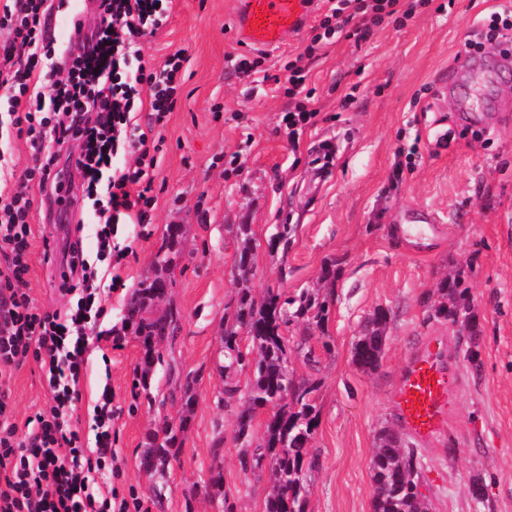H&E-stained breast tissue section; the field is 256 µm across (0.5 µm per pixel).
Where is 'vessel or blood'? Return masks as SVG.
Masks as SVG:
<instances>
[{
    "label": "vessel or blood",
    "mask_w": 512,
    "mask_h": 512,
    "mask_svg": "<svg viewBox=\"0 0 512 512\" xmlns=\"http://www.w3.org/2000/svg\"><path fill=\"white\" fill-rule=\"evenodd\" d=\"M307 0H246L242 36L253 45L282 42L301 25ZM446 344L436 336L422 341L399 375L393 409L417 443H430L448 421V392L457 378L446 359Z\"/></svg>",
    "instance_id": "obj_1"
}]
</instances>
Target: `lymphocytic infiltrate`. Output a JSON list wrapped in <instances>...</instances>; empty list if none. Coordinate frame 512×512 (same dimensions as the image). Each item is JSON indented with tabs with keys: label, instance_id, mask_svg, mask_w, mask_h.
I'll use <instances>...</instances> for the list:
<instances>
[{
	"label": "lymphocytic infiltrate",
	"instance_id": "obj_1",
	"mask_svg": "<svg viewBox=\"0 0 512 512\" xmlns=\"http://www.w3.org/2000/svg\"><path fill=\"white\" fill-rule=\"evenodd\" d=\"M327 11L301 56L288 62L284 94L288 108L278 127L291 146L319 115L306 92L314 57L340 32L361 41L374 28L402 26L414 15L410 0H325ZM170 0H100L99 25L84 34L85 48L59 56L48 20L59 0H11L0 8V87L8 93L12 132L32 149L20 186L0 198V377L26 359L39 364L49 404L13 420L8 391L0 390V512H141L116 490L94 491L97 473L111 468L112 391L103 387L88 428L70 411L80 395L87 364L88 332L104 312L105 294L122 288L120 275L102 285L98 263L124 260L129 249L114 244L122 224L151 223L157 198L152 170L163 142L158 128L173 112L187 57L178 51L163 64L145 62L142 38L161 26ZM147 112L138 121L137 112ZM77 143L76 156L61 147ZM79 176L91 200L98 249L88 258L80 241L63 249L60 293L77 295L65 311L39 308L27 285L32 233L31 187L46 198L63 192Z\"/></svg>",
	"mask_w": 512,
	"mask_h": 512
}]
</instances>
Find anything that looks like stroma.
<instances>
[{"label":"stroma","instance_id":"obj_1","mask_svg":"<svg viewBox=\"0 0 512 512\" xmlns=\"http://www.w3.org/2000/svg\"><path fill=\"white\" fill-rule=\"evenodd\" d=\"M512 0H427L400 27L374 29L354 42L337 34L308 62L309 86L321 109L299 146L276 132L287 99L275 84L248 89L230 58L240 45V15L231 0H173L169 17L142 43L145 61L189 58L154 171L152 223L120 227L133 249L119 270L125 281L104 303L89 339V361L73 417L87 423L103 385L112 387V447L117 475L97 477L118 494L136 491L147 512H263L270 469L245 464L236 445L235 405H224V317L238 299L240 241L232 225H251L257 239L250 286L298 292L315 287L335 264L323 328L287 327L297 377L318 385L317 426L309 442L318 462L309 476L308 512H372L370 457L378 432L400 429L391 404L399 371L423 336L448 339L458 371L445 430L417 446L430 512H512V69L485 46L481 67L454 69L469 30ZM447 87L435 101L437 84ZM475 99L476 114L461 112ZM336 144L323 157L324 141ZM9 177L21 182L31 162L28 142L0 133ZM32 208L28 288L39 307L65 310L70 295L54 288L60 241ZM181 228L179 253L165 271L164 304L180 330L163 358L142 376L144 350L126 320L139 283L154 274L166 230ZM296 230L287 246L269 248L276 225ZM459 279L477 317L478 340L467 328L436 317L439 284ZM390 313L377 370H359L351 343L374 310ZM193 378L196 399L181 445L163 470L143 471L149 436L178 422L176 380ZM14 421L44 407L38 364L27 360L10 377ZM483 485V499L472 495Z\"/></svg>","mask_w":512,"mask_h":512}]
</instances>
